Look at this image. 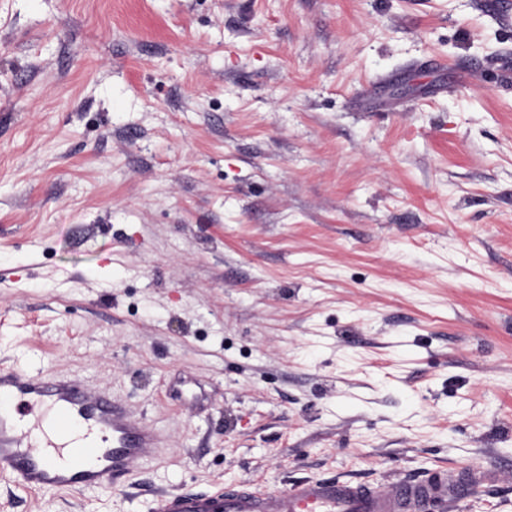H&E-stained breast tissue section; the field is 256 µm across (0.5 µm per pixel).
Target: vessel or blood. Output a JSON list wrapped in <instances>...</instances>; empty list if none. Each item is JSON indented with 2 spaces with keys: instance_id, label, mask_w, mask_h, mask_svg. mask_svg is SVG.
I'll return each instance as SVG.
<instances>
[{
  "instance_id": "b4317fda",
  "label": "vessel or blood",
  "mask_w": 512,
  "mask_h": 512,
  "mask_svg": "<svg viewBox=\"0 0 512 512\" xmlns=\"http://www.w3.org/2000/svg\"><path fill=\"white\" fill-rule=\"evenodd\" d=\"M45 430L24 439L17 417ZM163 445L162 437L132 420L110 392L73 376L0 367V474L32 490L84 491L119 485L138 475ZM499 467L463 466L402 477L379 488L326 479L278 492L255 489L185 491L155 498L153 512H457L478 489L501 482Z\"/></svg>"
}]
</instances>
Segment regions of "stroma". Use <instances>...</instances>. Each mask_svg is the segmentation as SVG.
Listing matches in <instances>:
<instances>
[{
  "mask_svg": "<svg viewBox=\"0 0 512 512\" xmlns=\"http://www.w3.org/2000/svg\"><path fill=\"white\" fill-rule=\"evenodd\" d=\"M504 60L483 0H0V364L165 440L0 512L512 464Z\"/></svg>",
  "mask_w": 512,
  "mask_h": 512,
  "instance_id": "1",
  "label": "stroma"
}]
</instances>
